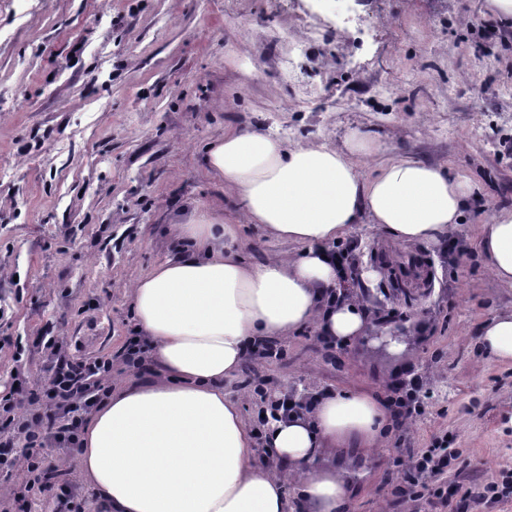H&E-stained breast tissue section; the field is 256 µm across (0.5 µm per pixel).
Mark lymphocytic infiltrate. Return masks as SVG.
I'll return each mask as SVG.
<instances>
[{"instance_id": "obj_1", "label": "lymphocytic infiltrate", "mask_w": 512, "mask_h": 512, "mask_svg": "<svg viewBox=\"0 0 512 512\" xmlns=\"http://www.w3.org/2000/svg\"><path fill=\"white\" fill-rule=\"evenodd\" d=\"M34 343L50 363L49 387L24 393L14 386L0 396V470L20 472L19 486L32 497L51 498L64 512H79L80 501L67 472L39 450L50 443L61 448L80 447L89 412L111 391L112 360L71 361L63 351L62 339L56 336H39ZM249 385L266 405L260 425L313 410L311 402L271 391L265 380L253 379ZM19 443L24 453L15 452ZM455 458L441 436L432 437L429 446L418 451L399 449L396 462L403 475L399 493L416 501L424 498L429 479L451 466Z\"/></svg>"}]
</instances>
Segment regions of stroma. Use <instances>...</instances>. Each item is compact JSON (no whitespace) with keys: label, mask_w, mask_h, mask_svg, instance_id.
<instances>
[{"label":"stroma","mask_w":512,"mask_h":512,"mask_svg":"<svg viewBox=\"0 0 512 512\" xmlns=\"http://www.w3.org/2000/svg\"><path fill=\"white\" fill-rule=\"evenodd\" d=\"M0 0V382L48 385L33 340L61 337L72 361L112 359V384L141 382L123 354L136 329L132 284L174 254L170 226L211 209L239 229L249 263L297 253L248 223L204 155L252 126L288 144L361 134L468 180L476 202L450 241L408 243L374 224L337 239L349 291L374 335L326 347L314 326L251 350L224 394L250 428L248 377L322 397L386 400L422 377L425 412L367 450L337 453L347 512H431L393 494L395 446L447 437L453 496L512 471V363L479 332L512 311L479 248L512 207V19L491 0ZM501 24L504 35L484 23Z\"/></svg>","instance_id":"1"}]
</instances>
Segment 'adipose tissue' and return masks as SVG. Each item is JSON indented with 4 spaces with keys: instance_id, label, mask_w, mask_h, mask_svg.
Segmentation results:
<instances>
[{
    "instance_id": "1",
    "label": "adipose tissue",
    "mask_w": 512,
    "mask_h": 512,
    "mask_svg": "<svg viewBox=\"0 0 512 512\" xmlns=\"http://www.w3.org/2000/svg\"><path fill=\"white\" fill-rule=\"evenodd\" d=\"M382 144L290 145L259 130L225 132L204 161L247 220L300 244L259 264L234 251L235 225L209 213L174 224L176 255L132 286L136 331L159 380L112 390L89 415L77 451L85 482L111 512H288L283 479L255 461L257 446L302 474L310 512H345L350 482L327 463L330 448L376 445L389 419L366 391L319 399L309 415L269 424L262 441L224 394L255 343L315 325L345 344L372 322L348 296L329 247L355 224H376L406 242L430 243L462 221L472 187L410 157L377 174L358 158ZM480 247L494 276L512 287V207L496 210ZM480 342L512 362V313L494 317Z\"/></svg>"
}]
</instances>
